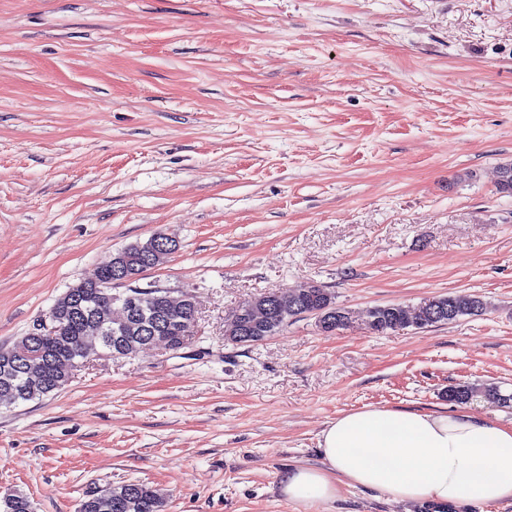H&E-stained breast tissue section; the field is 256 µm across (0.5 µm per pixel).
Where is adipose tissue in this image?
Listing matches in <instances>:
<instances>
[{
	"mask_svg": "<svg viewBox=\"0 0 512 512\" xmlns=\"http://www.w3.org/2000/svg\"><path fill=\"white\" fill-rule=\"evenodd\" d=\"M319 450L321 466L294 467L280 480L288 500L331 503L347 487L407 504L512 498V426L488 417L366 407L329 422Z\"/></svg>",
	"mask_w": 512,
	"mask_h": 512,
	"instance_id": "1",
	"label": "adipose tissue"
}]
</instances>
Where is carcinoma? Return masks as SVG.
<instances>
[{
	"label": "carcinoma",
	"instance_id": "cac0c4a2",
	"mask_svg": "<svg viewBox=\"0 0 512 512\" xmlns=\"http://www.w3.org/2000/svg\"><path fill=\"white\" fill-rule=\"evenodd\" d=\"M497 191L512 194V162L498 167ZM177 246L152 249L149 242H136L113 252L111 260L94 274L73 284L49 309L54 330L38 336L28 332L9 347H0V406L33 401L65 388L71 381L77 360L91 346L101 353L129 357L146 347L163 345L177 351L194 336L196 311L193 297H171L163 288L141 292L139 310L125 316L126 324L109 328V315L123 294L135 292L132 284L141 271L165 262ZM127 271L125 293L112 292L116 270ZM253 307L225 324L224 341L251 346L277 335L288 325L306 316L318 317L326 333L345 329L349 310L336 304L335 295L319 284L305 282L296 288L273 289L251 301ZM487 309L475 294L436 296L422 302L414 313L400 304L377 305L368 311L367 327L376 334H388L409 327L425 329L452 324L463 316H477ZM484 396L505 405L512 394H504L492 383H463L448 387V399L464 405ZM164 500L144 483H127L96 491L80 506L79 512H163ZM0 512H33L29 498L21 492L0 496Z\"/></svg>",
	"mask_w": 512,
	"mask_h": 512
}]
</instances>
